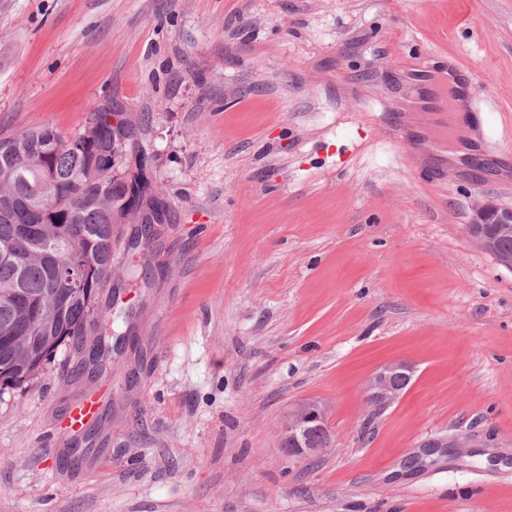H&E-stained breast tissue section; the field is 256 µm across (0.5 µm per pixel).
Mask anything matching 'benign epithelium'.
Listing matches in <instances>:
<instances>
[{
  "instance_id": "7a95c632",
  "label": "benign epithelium",
  "mask_w": 512,
  "mask_h": 512,
  "mask_svg": "<svg viewBox=\"0 0 512 512\" xmlns=\"http://www.w3.org/2000/svg\"><path fill=\"white\" fill-rule=\"evenodd\" d=\"M106 219L111 224L140 223L136 209L129 205L108 212ZM467 230L483 251L512 270V246H504L506 239H512V207H503L491 200L475 202ZM412 376L413 370L407 364L390 363L384 366L370 377L366 400L381 408L393 404L403 392L397 380L404 378L409 381ZM326 420V410L320 403L314 400L295 403L288 411L280 431L282 446L296 455L324 452L322 448L312 447L308 434L314 428L325 426Z\"/></svg>"
}]
</instances>
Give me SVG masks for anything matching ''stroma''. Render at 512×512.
<instances>
[{"label": "stroma", "mask_w": 512, "mask_h": 512, "mask_svg": "<svg viewBox=\"0 0 512 512\" xmlns=\"http://www.w3.org/2000/svg\"><path fill=\"white\" fill-rule=\"evenodd\" d=\"M450 63L483 173L407 90ZM123 113L163 189L118 225L103 367L60 348L0 392V512H512V270L468 233L512 206V0H0V134ZM414 368L391 406L364 388ZM102 388L73 461L61 415ZM331 446H279L289 406ZM327 413L325 408L314 400L297 402L288 411L280 431V440L289 453L296 455H315L330 448L331 441L326 429L321 428L313 433V441L322 445L321 448H312L308 439L311 429L325 427Z\"/></svg>", "instance_id": "1"}]
</instances>
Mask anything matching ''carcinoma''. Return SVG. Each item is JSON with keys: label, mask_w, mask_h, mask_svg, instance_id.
I'll return each instance as SVG.
<instances>
[{"label": "carcinoma", "mask_w": 512, "mask_h": 512, "mask_svg": "<svg viewBox=\"0 0 512 512\" xmlns=\"http://www.w3.org/2000/svg\"><path fill=\"white\" fill-rule=\"evenodd\" d=\"M112 113L90 110L88 123L98 127L97 142L87 146L78 136L68 137L50 125L0 135V248L9 244L21 262L0 260V379L13 389L28 387L66 342L84 345L86 326L97 331L100 355L109 350L112 319L99 306L81 295L70 294L75 282L85 278L92 286L97 278L106 284L120 273L127 282L138 279L137 270L117 266V232L107 223L106 213L121 207L129 191L128 166L123 158L135 147L129 139L112 143ZM117 163H112V160ZM52 169L56 184L43 192L55 212L41 225L33 239L20 240L17 229L33 223L24 200L38 193L31 167ZM103 171L100 186L84 185L87 169ZM45 299L42 319L34 323L17 303L16 291Z\"/></svg>", "instance_id": "carcinoma-1"}]
</instances>
